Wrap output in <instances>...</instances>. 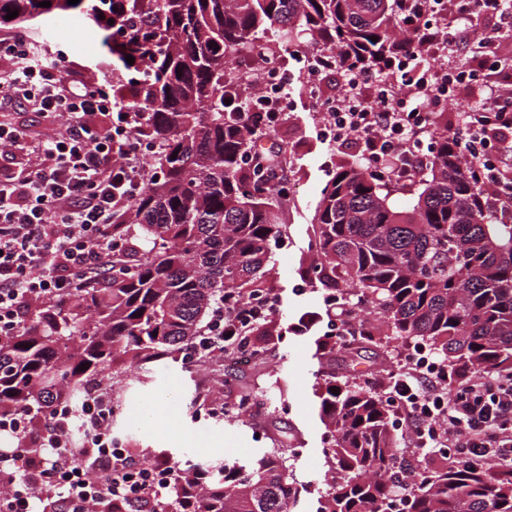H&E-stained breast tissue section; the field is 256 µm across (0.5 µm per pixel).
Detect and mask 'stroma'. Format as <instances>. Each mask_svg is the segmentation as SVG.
<instances>
[{"mask_svg": "<svg viewBox=\"0 0 512 512\" xmlns=\"http://www.w3.org/2000/svg\"><path fill=\"white\" fill-rule=\"evenodd\" d=\"M22 38L58 59L68 79L109 90L117 75L107 61L100 38L88 27L73 28L71 19L22 31ZM289 110L263 146L284 150L291 200L284 207L286 235L269 263L274 295L279 300L271 318V336L258 358L248 363L229 359H163L121 376L120 399L129 412L118 427L140 453L176 450L183 464L235 457L252 460L264 448L287 440L284 452L297 487L294 512H317L327 491V441L317 409L319 388L328 373L384 396L386 378L407 347L394 339L362 342L326 361L318 347L321 326L299 331L295 325L307 311L324 312L325 288L305 270L313 235L312 217L329 173L358 161L354 143H327L319 134V114L299 81L287 90ZM6 120L23 127L28 142L56 133L53 115L33 112L24 99L0 107ZM248 390L252 406L244 420L210 417L213 405H234Z\"/></svg>", "mask_w": 512, "mask_h": 512, "instance_id": "1", "label": "stroma"}]
</instances>
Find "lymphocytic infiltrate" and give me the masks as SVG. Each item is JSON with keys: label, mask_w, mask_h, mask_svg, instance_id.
<instances>
[{"label": "lymphocytic infiltrate", "mask_w": 512, "mask_h": 512, "mask_svg": "<svg viewBox=\"0 0 512 512\" xmlns=\"http://www.w3.org/2000/svg\"><path fill=\"white\" fill-rule=\"evenodd\" d=\"M450 14L500 42L512 38L495 0L475 6L452 0ZM0 103L20 97L40 113L62 118L57 133L27 144L25 131L0 122V333L24 323L36 304L62 301L78 289L101 283L112 270V222L142 189V144L130 113L99 88L67 81L56 62L39 59L36 47L18 36L0 39ZM396 95L365 102L353 113L350 140L379 177L403 183L416 175V142L432 133L430 107L438 106L435 83L394 71ZM107 114L112 125L93 131L88 121ZM476 125L448 132L449 140L475 160L490 159L495 171L512 164V100L488 90ZM227 297L213 312L205 351L223 353L230 339L275 312ZM386 401L408 429L415 453L459 467L512 471V375L464 372L449 376L445 361L422 365L404 356L391 372ZM15 447L0 453V512H39L63 503L62 512H97L102 500L139 498L144 488L161 493L169 470L158 480L140 470L133 455L109 457L78 450L74 434L50 415L32 433L19 415L0 419V432Z\"/></svg>", "instance_id": "1"}]
</instances>
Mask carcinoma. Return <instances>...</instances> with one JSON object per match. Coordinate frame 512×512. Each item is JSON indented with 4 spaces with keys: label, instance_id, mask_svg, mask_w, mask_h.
Wrapping results in <instances>:
<instances>
[{
    "label": "carcinoma",
    "instance_id": "1",
    "mask_svg": "<svg viewBox=\"0 0 512 512\" xmlns=\"http://www.w3.org/2000/svg\"><path fill=\"white\" fill-rule=\"evenodd\" d=\"M0 0V25L44 22L61 12L90 23L124 79L112 97L140 114L136 136L159 144L130 212L112 225L116 241L106 285L35 307L19 329L0 334V416L22 410L38 424L46 408L83 409L89 388L121 359L186 353L212 305L228 293L270 291L281 243L283 195L273 172L246 163L255 136L235 81L280 53V38L333 47L347 71L399 57L406 34L401 0ZM18 16L7 20V10ZM134 57L128 64L126 56ZM182 75H177V71ZM231 104H225V101ZM411 209L390 202L394 186L359 163L334 170L315 211L307 274L331 294H353L375 314L360 320L368 340L423 342L448 365L512 372V186L492 193V175L448 146V113ZM331 492L320 512H384L396 493L386 480L395 448L389 413L362 386L327 375L318 395ZM204 488L171 484L146 509L114 499L108 512H290L295 498L283 457L206 460L191 466ZM408 512H512V473L446 467L403 495Z\"/></svg>",
    "mask_w": 512,
    "mask_h": 512
}]
</instances>
